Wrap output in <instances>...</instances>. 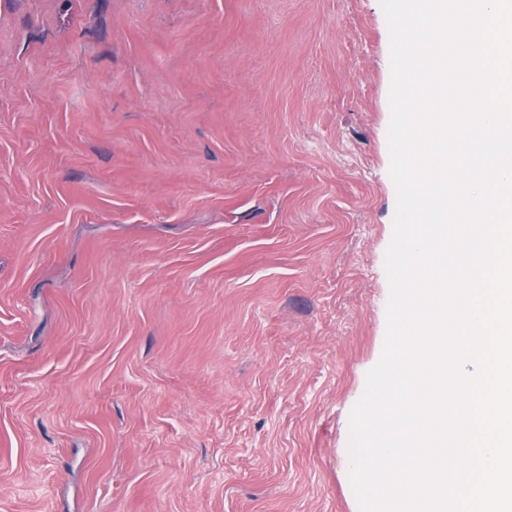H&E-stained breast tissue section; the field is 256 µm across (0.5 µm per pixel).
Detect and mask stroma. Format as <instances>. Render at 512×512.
<instances>
[{"label": "stroma", "mask_w": 512, "mask_h": 512, "mask_svg": "<svg viewBox=\"0 0 512 512\" xmlns=\"http://www.w3.org/2000/svg\"><path fill=\"white\" fill-rule=\"evenodd\" d=\"M381 0H0V512H360Z\"/></svg>", "instance_id": "35a3bbf8"}]
</instances>
